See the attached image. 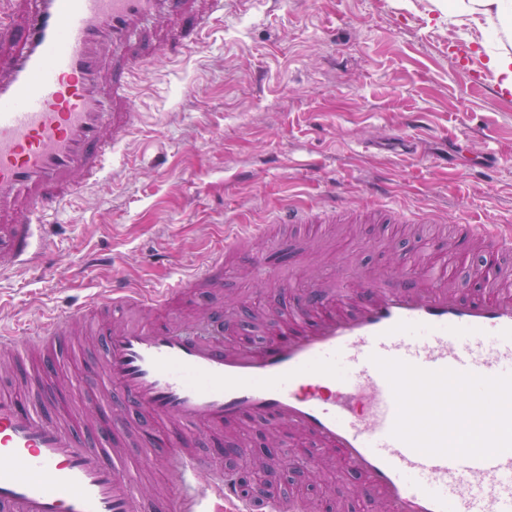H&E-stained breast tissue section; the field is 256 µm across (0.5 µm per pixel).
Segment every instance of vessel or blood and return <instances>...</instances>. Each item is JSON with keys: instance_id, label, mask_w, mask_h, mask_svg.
Returning <instances> with one entry per match:
<instances>
[{"instance_id": "obj_1", "label": "vessel or blood", "mask_w": 512, "mask_h": 512, "mask_svg": "<svg viewBox=\"0 0 512 512\" xmlns=\"http://www.w3.org/2000/svg\"><path fill=\"white\" fill-rule=\"evenodd\" d=\"M225 0L191 16L185 0H32L26 26L0 64V271L37 269L49 250L38 216L57 211L63 185L105 172L112 149L137 121L112 109L114 97L143 77L135 24L162 15L179 43L202 48ZM121 50L122 75L111 95L100 86V50ZM383 204L350 212L332 192L302 207L283 203L268 223L238 224L210 253L201 272L177 279L160 294L113 280L110 293L37 325L28 333L0 330V376L14 377L29 359L37 385L57 372L58 347L76 320L113 306L144 309L187 292L218 288L237 266L257 281L272 272L265 249L287 250L297 225L355 219L394 223ZM495 256L485 288L464 297L450 278L399 269L349 285L333 276L294 293L283 338L259 348L225 343L224 316L202 304L194 319L172 314L160 324L95 329L102 375L84 378L108 413L46 419L35 408L0 395V512H311L308 499L279 497L271 481L243 485L237 470L217 468L190 448L196 429L260 418L313 441V466L336 456L364 480L363 512H512V450L489 459L430 456L394 438L396 404L371 355L426 370L450 368L486 377L512 374V226L459 224L442 247L459 242ZM168 425L175 498H148L140 478L158 465L129 418Z\"/></svg>"}]
</instances>
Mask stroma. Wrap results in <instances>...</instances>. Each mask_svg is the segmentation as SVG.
<instances>
[{
  "instance_id": "stroma-1",
  "label": "stroma",
  "mask_w": 512,
  "mask_h": 512,
  "mask_svg": "<svg viewBox=\"0 0 512 512\" xmlns=\"http://www.w3.org/2000/svg\"><path fill=\"white\" fill-rule=\"evenodd\" d=\"M168 28L152 22L145 75L116 104L139 122L108 174L43 218L50 272L0 273L1 327L106 294L116 276L162 287L191 273L225 227L266 223L287 197L334 189L358 210L390 202L442 221L315 229V252L266 254L276 276L261 285L229 268L205 294L227 342L276 332L290 291L320 266L406 267L447 225H512V97L493 75L473 87L452 50L481 47L488 67L502 43L485 17L449 14L448 0H226L201 50L169 44ZM479 257L437 248L426 260L461 290L481 280ZM321 473L315 512L339 501L355 512L362 478L333 460Z\"/></svg>"
}]
</instances>
